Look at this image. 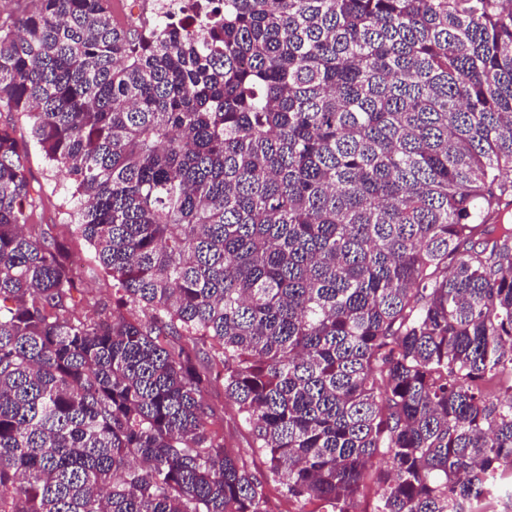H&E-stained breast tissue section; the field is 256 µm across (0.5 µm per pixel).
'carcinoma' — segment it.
Here are the masks:
<instances>
[{
  "label": "carcinoma",
  "instance_id": "obj_1",
  "mask_svg": "<svg viewBox=\"0 0 512 512\" xmlns=\"http://www.w3.org/2000/svg\"><path fill=\"white\" fill-rule=\"evenodd\" d=\"M0 23V512H465L512 482V6ZM112 278L77 308L30 147ZM210 351L214 375L195 350ZM266 459L212 437L211 380ZM385 453L390 465L374 469Z\"/></svg>",
  "mask_w": 512,
  "mask_h": 512
}]
</instances>
